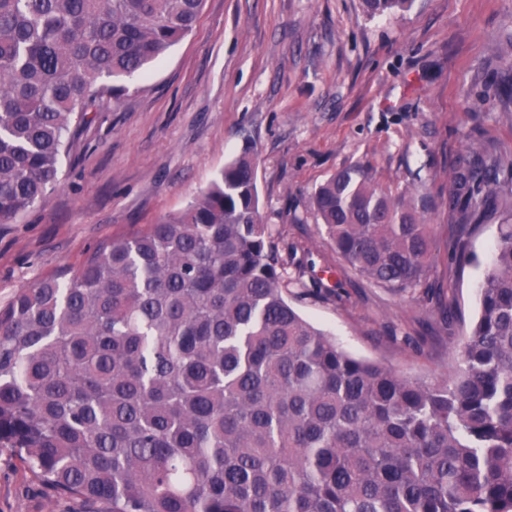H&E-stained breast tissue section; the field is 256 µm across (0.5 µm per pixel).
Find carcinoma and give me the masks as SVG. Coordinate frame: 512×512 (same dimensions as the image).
Returning <instances> with one entry per match:
<instances>
[{"label":"carcinoma","mask_w":512,"mask_h":512,"mask_svg":"<svg viewBox=\"0 0 512 512\" xmlns=\"http://www.w3.org/2000/svg\"><path fill=\"white\" fill-rule=\"evenodd\" d=\"M205 0H0V221L44 201L97 107ZM412 0H363L381 15ZM311 206L396 294L426 283V206L359 168ZM453 249L497 215L479 314L434 381L352 356L288 301L246 147L182 211L0 308V446L93 512H512V161L472 140Z\"/></svg>","instance_id":"carcinoma-1"}]
</instances>
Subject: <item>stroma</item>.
Here are the masks:
<instances>
[{
	"mask_svg": "<svg viewBox=\"0 0 512 512\" xmlns=\"http://www.w3.org/2000/svg\"><path fill=\"white\" fill-rule=\"evenodd\" d=\"M512 45V0H413L390 16L362 0H206L192 34L97 112L60 184L0 223V307L66 277L104 242L182 211L244 147L259 211L288 270V298L353 356L433 380L456 361L497 235L488 219L447 248L448 192L469 140L512 159V112L494 91ZM424 195L436 249L426 288L397 295L337 253L310 206L336 171ZM455 320L443 328L439 291ZM0 447V512H85Z\"/></svg>",
	"mask_w": 512,
	"mask_h": 512,
	"instance_id": "stroma-1",
	"label": "stroma"
}]
</instances>
